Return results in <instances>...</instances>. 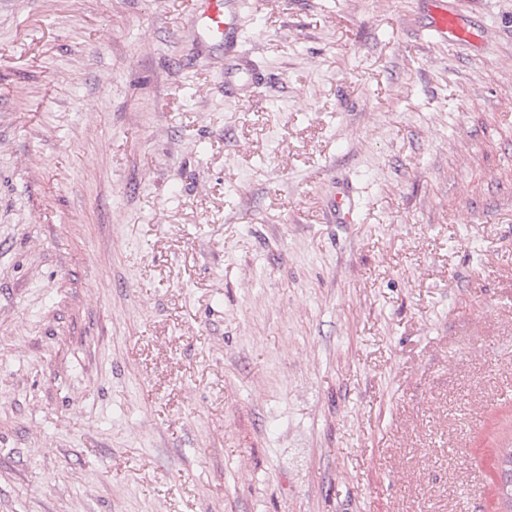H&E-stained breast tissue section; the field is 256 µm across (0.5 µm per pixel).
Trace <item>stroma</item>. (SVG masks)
Here are the masks:
<instances>
[{
    "label": "stroma",
    "mask_w": 512,
    "mask_h": 512,
    "mask_svg": "<svg viewBox=\"0 0 512 512\" xmlns=\"http://www.w3.org/2000/svg\"><path fill=\"white\" fill-rule=\"evenodd\" d=\"M0 0V512H499L512 0ZM352 183L351 223L336 186ZM193 18L197 30L210 38L224 41L230 52L234 49V34L238 31L239 18L245 4L242 0H197ZM437 6L433 17V30L442 42L460 43L470 41L473 33L445 5V0H433Z\"/></svg>",
    "instance_id": "stroma-1"
}]
</instances>
